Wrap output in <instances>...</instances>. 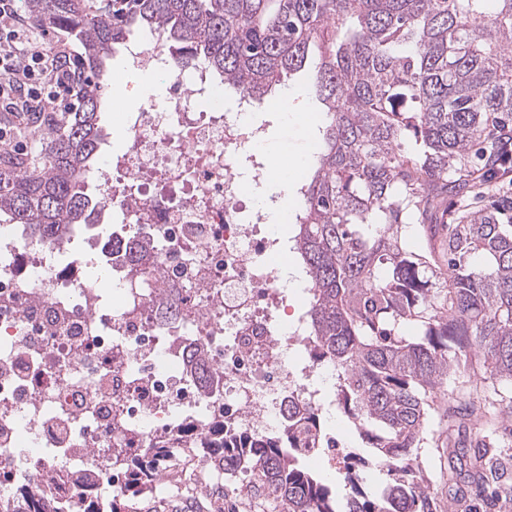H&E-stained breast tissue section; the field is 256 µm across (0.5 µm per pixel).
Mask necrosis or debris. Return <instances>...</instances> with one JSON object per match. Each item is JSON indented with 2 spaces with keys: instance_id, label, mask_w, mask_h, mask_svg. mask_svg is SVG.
<instances>
[{
  "instance_id": "obj_1",
  "label": "necrosis or debris",
  "mask_w": 512,
  "mask_h": 512,
  "mask_svg": "<svg viewBox=\"0 0 512 512\" xmlns=\"http://www.w3.org/2000/svg\"><path fill=\"white\" fill-rule=\"evenodd\" d=\"M135 69L166 86L119 122L123 147L93 178L112 206V257L28 242L0 225V502L25 489L40 512H84L122 494L130 476L112 451L138 456L159 437L217 422L255 442L289 401L320 406L328 364L304 359L303 309H289L277 261L293 251L248 183L266 166L265 125L227 108L203 64L173 68L160 40L134 39ZM136 258L124 255L127 235ZM109 264L112 294L88 277ZM174 486L212 476L209 459L156 457Z\"/></svg>"
}]
</instances>
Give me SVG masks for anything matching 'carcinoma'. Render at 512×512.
Instances as JSON below:
<instances>
[{"label": "carcinoma", "mask_w": 512, "mask_h": 512, "mask_svg": "<svg viewBox=\"0 0 512 512\" xmlns=\"http://www.w3.org/2000/svg\"><path fill=\"white\" fill-rule=\"evenodd\" d=\"M81 52L76 103L36 128L29 160L0 154V223L29 240L62 244L99 223L107 201L87 174L108 138L101 88L108 60L132 30L155 31L176 66L206 65L224 85L262 100L307 70L323 129L303 182L293 235L314 287L307 310L310 358L336 367V405L367 457L345 473L340 503L300 464L323 448L321 414L288 404L283 428L255 446L222 441L214 466L255 476L276 512H433L422 467H409L439 434L467 421L512 436L481 403L512 384V0H21ZM456 204L452 213L446 201ZM449 222L437 223V213ZM416 331L407 335L403 326ZM475 378L456 410L438 392ZM131 459L132 493L153 481L150 454ZM467 476L512 497L470 444ZM387 480L374 497L360 470Z\"/></svg>", "instance_id": "cac0c4a2"}]
</instances>
